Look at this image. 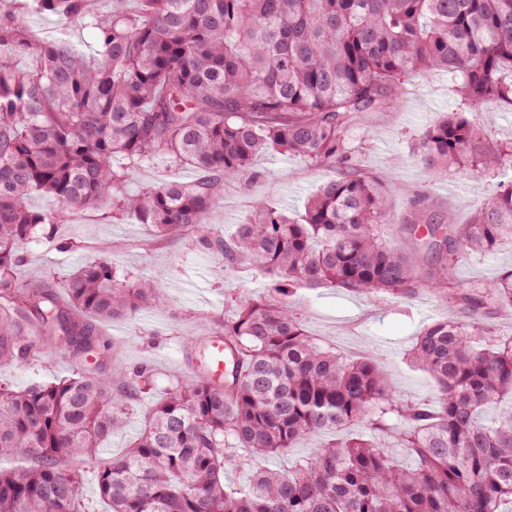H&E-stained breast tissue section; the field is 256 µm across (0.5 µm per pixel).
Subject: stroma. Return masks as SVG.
Wrapping results in <instances>:
<instances>
[{"label":"stroma","instance_id":"1","mask_svg":"<svg viewBox=\"0 0 512 512\" xmlns=\"http://www.w3.org/2000/svg\"><path fill=\"white\" fill-rule=\"evenodd\" d=\"M30 24L43 37L68 38L79 50L92 53L91 30L49 14L33 16ZM457 105L447 75L436 73L427 81L413 80L401 90L400 105L393 111L357 114L349 131L358 146L363 169L389 186L406 185L430 194L429 210L410 206L402 196L393 199L396 223L421 224L429 213L467 223L494 190L493 180L453 169L427 168L411 156L410 147L428 124ZM477 132L475 150L493 140L512 139V112L495 107L474 113ZM194 169L175 170L161 161L132 170L124 184L127 194L141 187L173 180L193 181ZM323 177L320 169L299 158L263 154L252 164V173L240 181L224 184L221 209L212 222L218 230L233 232L249 215L255 200L278 204L288 215L301 212ZM60 233L72 241L70 250L30 243L24 248L22 280L47 277L62 280L76 268L109 257L118 274L133 278L163 272L158 302L133 318L100 323L105 336L118 344L111 359L89 358L88 370L129 373L140 366L154 375L156 394L194 378L196 370L187 358L185 342L224 328L233 315L227 296L242 300L266 295L269 280L253 267L226 268L219 255L206 249L198 232L185 238L160 237L142 225L108 221L100 210L71 215ZM308 333L321 344L331 345L350 357L376 351L395 390L409 399L432 393V382L408 358L416 336L434 320L447 317V302L430 291L416 298L385 303L372 295L323 287L301 289L294 298ZM70 359L49 351L26 366L0 367V380L21 388L31 381H51L67 376Z\"/></svg>","mask_w":512,"mask_h":512}]
</instances>
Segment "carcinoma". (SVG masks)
I'll return each mask as SVG.
<instances>
[{"label":"carcinoma","instance_id":"cac0c4a2","mask_svg":"<svg viewBox=\"0 0 512 512\" xmlns=\"http://www.w3.org/2000/svg\"><path fill=\"white\" fill-rule=\"evenodd\" d=\"M0 0V365L63 350L70 375L14 388L0 382V512H94L84 458L108 512H503L512 503V336L492 316L512 310V268L463 283L457 270L512 244V180L466 224H403L438 255L436 273L381 229L391 196L429 207L426 194L388 187L355 163L348 131L359 112L394 109L402 85L445 71L459 106L427 127L416 156L428 167L480 176L512 169V141L473 149L469 114L512 112V0ZM53 14L93 31L91 57L41 37L19 12ZM22 57L36 65L16 66ZM267 152L328 170L304 212L259 200L225 237L209 231L224 181ZM161 157L192 182L128 197L129 171ZM52 199L37 211L29 197ZM109 203L160 236L204 230L228 267L272 277V296L228 297V362L205 367L155 402L121 456L101 443L122 429L153 374L88 371L116 348L90 323L152 307L159 279H120L100 259L72 273L61 296L23 283L22 248L54 242L71 214ZM333 287L408 300L431 290L458 316L417 336L413 363L433 381L425 401L402 398L372 355L348 358L315 342L291 297ZM328 436L286 469L262 468L243 487L226 467L278 458ZM395 440L404 458L386 439Z\"/></svg>","mask_w":512,"mask_h":512}]
</instances>
